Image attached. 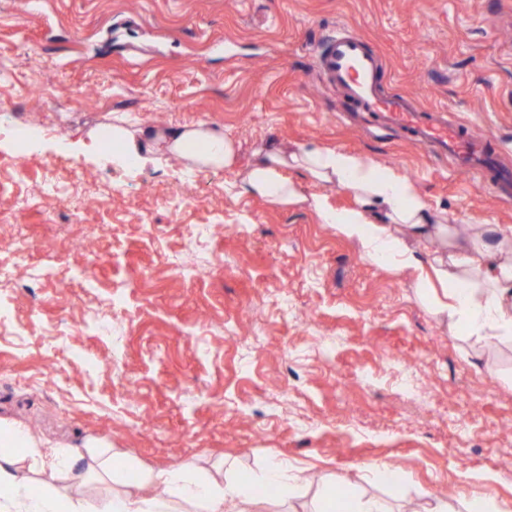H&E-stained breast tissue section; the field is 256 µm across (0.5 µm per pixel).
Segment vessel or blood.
Returning a JSON list of instances; mask_svg holds the SVG:
<instances>
[{
	"instance_id": "1",
	"label": "vessel or blood",
	"mask_w": 512,
	"mask_h": 512,
	"mask_svg": "<svg viewBox=\"0 0 512 512\" xmlns=\"http://www.w3.org/2000/svg\"><path fill=\"white\" fill-rule=\"evenodd\" d=\"M319 64L330 84L358 109L377 115L385 128L434 155L452 161L460 174H474L478 186L503 200L512 199V175L500 172L498 154L489 138L473 136L445 110L421 105L407 93L383 88V61L364 39L346 29L337 30L326 43Z\"/></svg>"
}]
</instances>
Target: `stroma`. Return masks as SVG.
I'll use <instances>...</instances> for the list:
<instances>
[{"label": "stroma", "mask_w": 512, "mask_h": 512, "mask_svg": "<svg viewBox=\"0 0 512 512\" xmlns=\"http://www.w3.org/2000/svg\"><path fill=\"white\" fill-rule=\"evenodd\" d=\"M0 0V126L44 129L24 162L0 136V423L136 466L216 479L270 459L389 512L452 489V512H512V335L438 319L414 271L363 255L304 202L183 179L175 158L113 166L124 115L208 121L239 146L351 151L398 169L456 234L512 204L448 160L342 116L319 56L365 37L385 88L447 110L512 163V0ZM47 85L93 86L82 103ZM93 189L73 221L51 185ZM208 231L193 238L198 226ZM391 467L390 485L366 467Z\"/></svg>", "instance_id": "1"}]
</instances>
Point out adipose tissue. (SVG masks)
Masks as SVG:
<instances>
[{"instance_id": "obj_1", "label": "adipose tissue", "mask_w": 512, "mask_h": 512, "mask_svg": "<svg viewBox=\"0 0 512 512\" xmlns=\"http://www.w3.org/2000/svg\"><path fill=\"white\" fill-rule=\"evenodd\" d=\"M112 163L142 168L174 156L187 170L230 168L235 164L233 140L206 121L161 130L118 119L112 126ZM296 170L315 180L350 191L357 206L332 207L312 196L311 208L375 263L417 272L432 311L450 323L467 325L478 336L512 331V230L479 225L465 237L451 235L447 212L434 209L396 169L361 155L317 145L289 148L267 143L253 152L240 179L245 192L280 205L300 201L288 178ZM26 449L39 472H63L81 481L95 471L104 494L75 497L71 512H257L266 503L265 489H275V502H292L305 477L282 461L267 462L250 483L217 480L197 468L130 472L112 458L90 456L67 446L44 451L25 429L0 424V512H60L56 493L28 490L18 474L13 451ZM136 486L160 487L163 499L133 494Z\"/></svg>"}]
</instances>
